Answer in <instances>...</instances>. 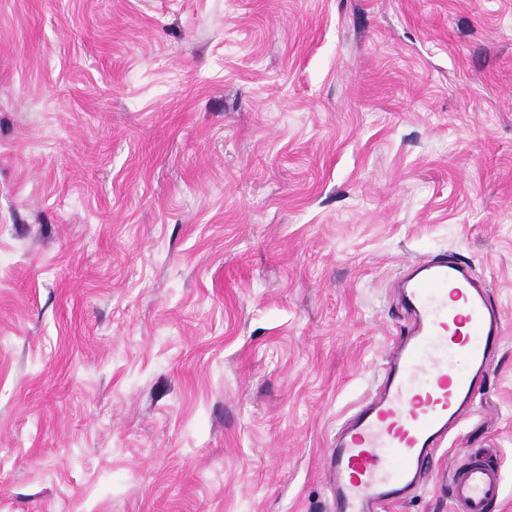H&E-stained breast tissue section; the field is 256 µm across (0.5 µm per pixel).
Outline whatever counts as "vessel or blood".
Wrapping results in <instances>:
<instances>
[{"label":"vessel or blood","instance_id":"b4317fda","mask_svg":"<svg viewBox=\"0 0 512 512\" xmlns=\"http://www.w3.org/2000/svg\"><path fill=\"white\" fill-rule=\"evenodd\" d=\"M402 290L405 337L381 386L325 453L336 512H386L406 500L482 386L504 337L499 310L468 264L416 261ZM455 512H491L498 466L465 456L448 485Z\"/></svg>","mask_w":512,"mask_h":512}]
</instances>
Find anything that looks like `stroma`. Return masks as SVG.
I'll list each match as a JSON object with an SVG mask.
<instances>
[{
    "label": "stroma",
    "mask_w": 512,
    "mask_h": 512,
    "mask_svg": "<svg viewBox=\"0 0 512 512\" xmlns=\"http://www.w3.org/2000/svg\"><path fill=\"white\" fill-rule=\"evenodd\" d=\"M441 254L506 334L433 467L512 512V0H0V512H334ZM446 485L455 512H491L501 495L500 468L467 455Z\"/></svg>",
    "instance_id": "1"
}]
</instances>
